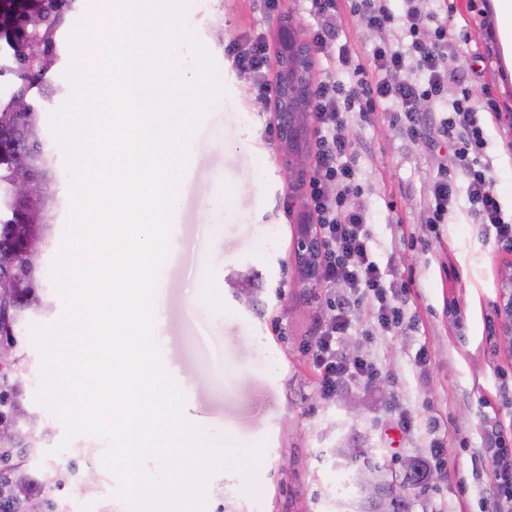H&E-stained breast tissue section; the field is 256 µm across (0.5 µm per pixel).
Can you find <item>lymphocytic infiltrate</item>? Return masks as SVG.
Here are the masks:
<instances>
[{"label":"lymphocytic infiltrate","mask_w":512,"mask_h":512,"mask_svg":"<svg viewBox=\"0 0 512 512\" xmlns=\"http://www.w3.org/2000/svg\"><path fill=\"white\" fill-rule=\"evenodd\" d=\"M390 0H348L351 13L369 29L384 31L400 27L397 44L377 46L369 64L357 63L347 46H338L333 63L337 74L327 75L313 90L310 110L315 122L314 147L302 189L305 207L317 225L321 239V282L324 287L342 286L347 294L335 314L319 327L309 353L320 373V390L333 396L347 377H372L364 361H349L336 347L351 327V309L367 296L377 298V321L392 329L402 322L396 300L406 299L407 287L385 282V273L371 258V234L365 210L356 202L353 142L347 115L359 113L371 121L375 112L402 113L408 133L422 134L431 142H449L450 150L438 166L432 184V202L427 223H444L458 203L457 182L465 180L469 211L478 223L491 227L501 242H512V216L506 215L500 199L478 163L486 144L485 123L494 107L478 110L468 81L458 76L454 63L463 51V40L451 38L445 24L427 29L421 17L420 0H400L393 10ZM315 20L309 39L316 51L336 44L341 9L337 0H308ZM227 54L235 68L249 81L256 97L265 104L274 100L272 49L266 34L246 44H230ZM457 85L449 95V85ZM447 104L448 117H440V104ZM486 446L480 455L486 461L493 488L487 512H512V434L496 422L486 424Z\"/></svg>","instance_id":"lymphocytic-infiltrate-1"}]
</instances>
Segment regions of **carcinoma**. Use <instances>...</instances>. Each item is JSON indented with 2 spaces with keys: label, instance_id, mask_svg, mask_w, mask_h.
Instances as JSON below:
<instances>
[{
  "label": "carcinoma",
  "instance_id": "carcinoma-1",
  "mask_svg": "<svg viewBox=\"0 0 512 512\" xmlns=\"http://www.w3.org/2000/svg\"><path fill=\"white\" fill-rule=\"evenodd\" d=\"M78 11V0L0 3V78L10 75L14 79L10 97L0 100V279L19 284L10 293L8 305H0V343L14 346L19 345L16 327L49 307L42 264L32 266L24 257L27 238L37 235L44 248H49L62 205L54 186L53 157L44 140L43 112L33 94L48 97L57 91L48 74L60 58V34ZM21 176L39 182L42 195H16L13 184ZM24 374L26 365L19 354L12 370L0 374V422L13 427L17 448L14 455L0 454V484L9 483L16 474L20 483V494L0 498V512H26L30 502L38 503L42 512H67V503L49 493L75 476V464H69L65 472L30 466L41 455L51 431L19 400ZM353 478L361 489L368 479L376 488L374 495L360 496L358 512H410V501L393 490L379 466L366 461ZM426 478V464L413 458L406 486L418 487Z\"/></svg>",
  "mask_w": 512,
  "mask_h": 512
}]
</instances>
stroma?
<instances>
[{"mask_svg": "<svg viewBox=\"0 0 512 512\" xmlns=\"http://www.w3.org/2000/svg\"><path fill=\"white\" fill-rule=\"evenodd\" d=\"M453 3L451 12L437 0L427 8L466 37L461 72H468L472 53L485 56L481 81L499 112L512 113V87L498 77L500 36L485 24L492 0ZM192 7L189 28L211 53L223 92L194 136L171 230L177 245L154 300V330L168 361L190 377L182 386L187 419L207 443L235 452L207 484L206 512H352L354 495L336 494L337 479L351 473L336 454L340 448L391 471L408 458L425 459L435 478L409 492L411 512H485L490 477L472 460L485 444L488 418L512 428V339L490 331L512 252L476 223L466 196L447 223H426L438 151L424 136H410L398 113L385 110L368 123L349 113L372 256L386 283H409L412 295L400 305L402 325L392 330L378 324L375 299L359 302L339 348L371 364L377 376L344 380L334 398H324L306 348L330 316V300L345 290L305 287L290 262L306 216L299 181L314 133H303L299 154L266 143L274 112L256 102L224 54L226 44L257 33L276 36L278 20L261 11L259 0H192ZM398 37L346 13L338 41L364 62ZM486 138L488 175L512 214V126L494 122ZM218 195L223 207H211ZM64 309V299L55 297L50 313L17 329L27 368L22 401L52 429L39 464L63 468L73 461L96 476L93 490L77 481L59 490L69 512H127L114 497L116 475L101 462L105 441L80 435L61 448L62 424L36 400L41 358L30 327L54 324ZM437 444L444 451L439 459L432 454Z\"/></svg>", "mask_w": 512, "mask_h": 512, "instance_id": "obj_1", "label": "stroma"}]
</instances>
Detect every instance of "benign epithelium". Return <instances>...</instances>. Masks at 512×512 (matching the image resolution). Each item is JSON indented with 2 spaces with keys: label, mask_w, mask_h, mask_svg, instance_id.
<instances>
[{
  "label": "benign epithelium",
  "mask_w": 512,
  "mask_h": 512,
  "mask_svg": "<svg viewBox=\"0 0 512 512\" xmlns=\"http://www.w3.org/2000/svg\"><path fill=\"white\" fill-rule=\"evenodd\" d=\"M278 56L275 71V116L280 139L293 149L309 117L311 94L310 47L301 39L291 20L277 30ZM319 235L312 224H302L293 245L292 259L299 269L303 284L315 287L320 283ZM498 321L492 332L498 336L512 335V270L501 277L497 301Z\"/></svg>",
  "instance_id": "1"
}]
</instances>
